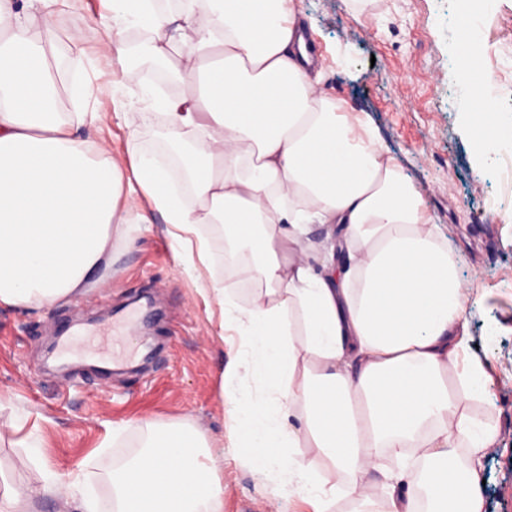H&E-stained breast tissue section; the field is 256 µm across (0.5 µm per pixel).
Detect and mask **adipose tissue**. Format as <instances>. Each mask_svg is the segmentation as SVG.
Segmentation results:
<instances>
[{
  "instance_id": "ef3b65f1",
  "label": "adipose tissue",
  "mask_w": 512,
  "mask_h": 512,
  "mask_svg": "<svg viewBox=\"0 0 512 512\" xmlns=\"http://www.w3.org/2000/svg\"><path fill=\"white\" fill-rule=\"evenodd\" d=\"M105 2L114 26L145 34L132 47L108 37L107 56L165 61L168 29L182 49L196 92H146L169 136H194L182 158L189 192L174 190L154 154L124 167L85 138L101 113L59 112L53 0H0V308L95 288L131 225L151 221L136 195L160 214L187 272L209 262L200 225H223L248 253L242 272L264 283L246 306L216 279L199 290L240 338L228 372L245 368L275 402L236 401L255 470L294 485L314 512L340 479L364 496L373 472L393 489L386 512H417L422 487L430 512H484L482 452L499 431L470 412L489 379L465 324L472 291L370 116L320 89L295 0ZM456 43L480 90L468 127L490 161L512 149V115L473 63L474 32ZM313 224L336 230L318 272ZM303 443L311 459L284 456ZM410 449L420 476L385 470L386 454ZM210 458L200 431L150 428L145 450L112 472L116 512H224Z\"/></svg>"
}]
</instances>
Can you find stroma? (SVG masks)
<instances>
[{"instance_id":"obj_1","label":"stroma","mask_w":512,"mask_h":512,"mask_svg":"<svg viewBox=\"0 0 512 512\" xmlns=\"http://www.w3.org/2000/svg\"><path fill=\"white\" fill-rule=\"evenodd\" d=\"M314 55L323 57V89L369 114L404 175L422 196L451 250L460 278L475 300L468 331L492 378L486 402L473 404L479 420L496 423L498 444L485 458V512H512V153L483 162L464 112L466 96L455 78L456 34L462 0H296ZM100 0H75L56 13L57 52L70 57L61 71L59 104H74L73 71L99 85L116 81L114 96L92 98L104 121L88 139L110 144L120 162L130 152H166L161 125L130 130L124 115L144 108L146 82L168 93L191 92L184 80L127 62L114 66L102 54ZM80 42H70L71 33ZM347 62L337 65V54ZM478 65L492 77L494 98L512 110V0H498L491 25L482 27ZM131 247L119 248L105 283L72 302L46 310L0 309V493L27 492V512H73L66 494L41 491L46 472L79 471L109 512L111 474L135 458L147 431L158 426L196 427L216 459L224 512H304L287 483L262 477L237 448L230 411L235 398H258L246 372L222 375L231 352L220 337V313L207 306L197 283L176 259V245L161 217L140 225ZM212 274L240 304H249L256 279L227 268L225 249L210 242ZM143 304L142 325L151 355L133 368L102 375L111 354L133 356L122 321ZM82 322L89 331L69 374L45 365L54 336ZM39 446L31 456L21 440Z\"/></svg>"}]
</instances>
